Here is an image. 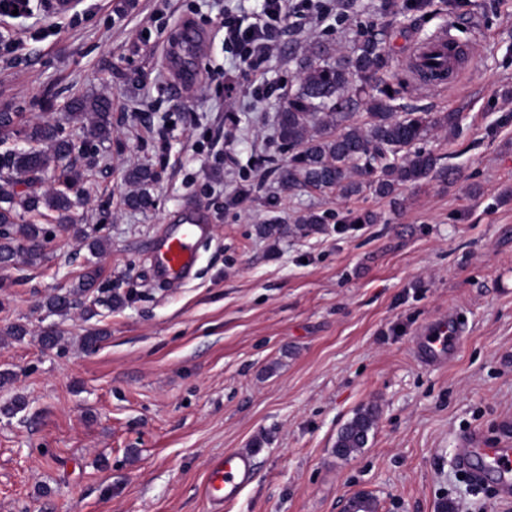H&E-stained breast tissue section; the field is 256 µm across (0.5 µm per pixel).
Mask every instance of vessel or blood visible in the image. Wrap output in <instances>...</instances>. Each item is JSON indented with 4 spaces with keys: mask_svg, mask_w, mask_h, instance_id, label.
I'll list each match as a JSON object with an SVG mask.
<instances>
[{
    "mask_svg": "<svg viewBox=\"0 0 512 512\" xmlns=\"http://www.w3.org/2000/svg\"><path fill=\"white\" fill-rule=\"evenodd\" d=\"M411 61L433 70L435 77L428 86H444L442 77L448 67L473 64L468 44L459 41L450 29H442L419 43L410 55ZM211 226L204 211L194 203L188 204L176 226L153 246L152 257L157 271L173 281L188 279L197 260V242L210 234ZM460 328L448 317L427 324L418 334L415 352L422 364L443 365L457 351ZM457 462L475 480L495 485L502 499L512 500V448H483L473 438H465L457 454ZM254 470L250 451L241 450L214 460L208 483V495L213 504L236 497Z\"/></svg>",
    "mask_w": 512,
    "mask_h": 512,
    "instance_id": "obj_1",
    "label": "vessel or blood"
}]
</instances>
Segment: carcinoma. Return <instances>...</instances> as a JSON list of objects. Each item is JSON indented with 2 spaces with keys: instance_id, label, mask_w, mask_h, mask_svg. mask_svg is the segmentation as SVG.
<instances>
[{
  "instance_id": "1",
  "label": "carcinoma",
  "mask_w": 512,
  "mask_h": 512,
  "mask_svg": "<svg viewBox=\"0 0 512 512\" xmlns=\"http://www.w3.org/2000/svg\"><path fill=\"white\" fill-rule=\"evenodd\" d=\"M427 0H388L396 18L405 10H420ZM389 57L375 36L359 40L351 55L334 62L305 60L300 64L298 86L277 114L276 132L288 151V163L277 168L284 188L334 190L343 198L360 195L369 188L383 197L395 195L402 185L424 180H448V167L421 142L435 130L455 134L459 113L399 110L400 90L386 79ZM362 105L366 120L339 125L355 105ZM71 122L89 120V132L100 143L112 140V100L105 96H77L66 106ZM22 136L28 148L0 154V264L10 265L21 257L33 264L44 256L46 228L71 232L86 243L91 256L105 251L106 237L100 229L87 232L73 223L72 211L88 194L87 182L97 166L96 153L88 142L76 144L64 130L48 123H21L14 112H0V135ZM53 184L35 189L47 172ZM130 187L123 196L125 207L148 211L155 207L154 186L160 171L135 166L124 171ZM24 185L25 191L17 190ZM29 219H24V216ZM325 217L308 209L295 225L277 217L257 227L266 239L280 241L303 232L322 230ZM99 287V269L89 261L77 283L51 295L45 303L52 315L65 316L81 297ZM375 423V410L366 407L338 432L335 450L349 457L365 447Z\"/></svg>"
}]
</instances>
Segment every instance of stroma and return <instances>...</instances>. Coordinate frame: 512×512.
Segmentation results:
<instances>
[{
    "label": "stroma",
    "instance_id": "35a3bbf8",
    "mask_svg": "<svg viewBox=\"0 0 512 512\" xmlns=\"http://www.w3.org/2000/svg\"><path fill=\"white\" fill-rule=\"evenodd\" d=\"M338 2L318 25L282 22L256 72L224 24H249L258 0H78L62 16L32 0L30 15L0 22V36L24 42L0 54V112L80 142L88 130L66 101L112 100V139L73 212L108 237L99 290L68 316L47 313L89 256L68 233L41 263L0 269V512H212L209 462L240 449L256 465L223 512H344L360 492L377 512H512L455 465L466 437L512 444V0H430L397 20L387 0ZM450 23L475 68L443 92L405 83L412 47ZM186 26L204 39L190 93L166 53ZM376 33L402 105L461 117L456 134L426 142L447 181L400 187L393 202L284 189L275 119L300 60L318 47L336 60ZM137 165L162 171L147 212L122 203ZM189 200L212 230L191 278L167 286L150 246ZM308 209L325 215L322 231L255 234L270 215ZM364 211L376 223H352ZM113 292L122 306H107ZM448 315L462 332L455 358L421 364L419 331ZM14 324L23 338L6 336ZM49 328L61 336L52 348L40 342ZM94 329L104 340L84 348ZM19 397L23 410L5 414ZM367 405L377 419L365 448L338 457L337 432Z\"/></svg>",
    "mask_w": 512,
    "mask_h": 512
}]
</instances>
